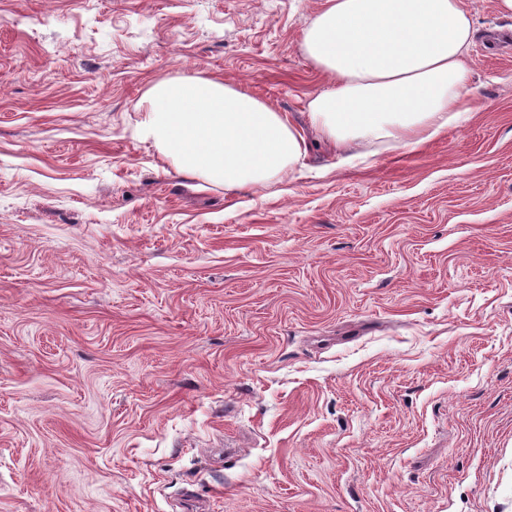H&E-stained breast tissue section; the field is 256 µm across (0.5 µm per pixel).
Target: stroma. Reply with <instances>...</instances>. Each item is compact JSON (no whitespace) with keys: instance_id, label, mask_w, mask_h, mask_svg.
Segmentation results:
<instances>
[{"instance_id":"1","label":"stroma","mask_w":512,"mask_h":512,"mask_svg":"<svg viewBox=\"0 0 512 512\" xmlns=\"http://www.w3.org/2000/svg\"><path fill=\"white\" fill-rule=\"evenodd\" d=\"M323 0H0V512H512V14L463 0L472 108L316 142ZM233 83L306 168L247 191L135 134Z\"/></svg>"}]
</instances>
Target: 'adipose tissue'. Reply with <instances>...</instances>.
I'll return each instance as SVG.
<instances>
[{
	"label": "adipose tissue",
	"mask_w": 512,
	"mask_h": 512,
	"mask_svg": "<svg viewBox=\"0 0 512 512\" xmlns=\"http://www.w3.org/2000/svg\"><path fill=\"white\" fill-rule=\"evenodd\" d=\"M471 34L461 0H325L302 40L331 79L307 103L311 125L340 149L415 148L470 109ZM144 104L142 140L178 171L228 189L261 186L307 155L284 113L235 85L180 77L153 85Z\"/></svg>",
	"instance_id": "ef3b65f1"
}]
</instances>
